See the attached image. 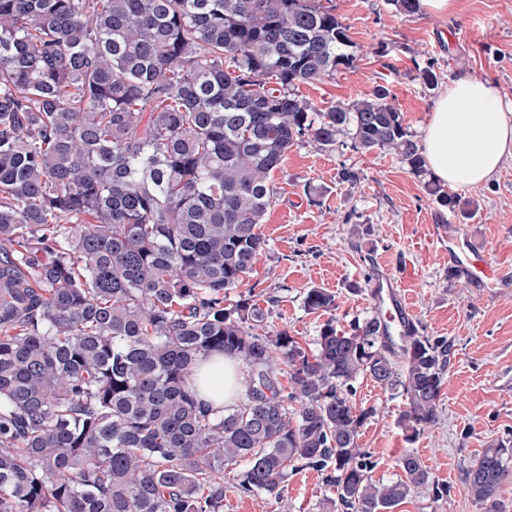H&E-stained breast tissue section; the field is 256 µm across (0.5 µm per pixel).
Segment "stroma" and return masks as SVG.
Listing matches in <instances>:
<instances>
[{
  "label": "stroma",
  "instance_id": "35a3bbf8",
  "mask_svg": "<svg viewBox=\"0 0 512 512\" xmlns=\"http://www.w3.org/2000/svg\"><path fill=\"white\" fill-rule=\"evenodd\" d=\"M332 3L350 28L357 60L331 79L301 86L315 105L350 102L387 84L418 140L441 87L453 79H491L512 103V0H455L447 17L423 11L405 17L387 0ZM425 68L436 74V86L424 85ZM345 166L358 171L357 184L339 182ZM274 179L277 199L261 226L266 253L252 278L273 300L270 324L312 343L325 317L304 310L307 289L338 295L335 316L346 326L373 312L367 291H354V284L368 274L401 278L416 324L450 344L439 421L407 440L398 423L403 398L364 379L355 401L374 414L359 441L373 455V480H392L397 459L410 452L447 486L452 512H479L463 474L483 448L512 429V392L498 384L512 370V290L480 286L466 273L449 279L448 242L488 250L494 262L512 266V160L484 184L456 187L466 204L461 214L439 206L426 177L387 152L323 149L305 141L289 150ZM307 185L316 188V198L305 195ZM333 495L324 473L303 470L289 476L278 499L225 487L224 512H326Z\"/></svg>",
  "mask_w": 512,
  "mask_h": 512
}]
</instances>
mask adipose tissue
Segmentation results:
<instances>
[{
    "mask_svg": "<svg viewBox=\"0 0 512 512\" xmlns=\"http://www.w3.org/2000/svg\"><path fill=\"white\" fill-rule=\"evenodd\" d=\"M423 153L434 180L450 185L487 182L512 157V114L499 89L483 78L452 81L435 99L424 129ZM241 364L216 354L200 362L197 393L219 408L233 403Z\"/></svg>",
    "mask_w": 512,
    "mask_h": 512,
    "instance_id": "1",
    "label": "adipose tissue"
}]
</instances>
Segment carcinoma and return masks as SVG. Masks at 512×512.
I'll use <instances>...</instances> for the list:
<instances>
[{"label":"carcinoma","instance_id":"1","mask_svg":"<svg viewBox=\"0 0 512 512\" xmlns=\"http://www.w3.org/2000/svg\"><path fill=\"white\" fill-rule=\"evenodd\" d=\"M355 48L322 0H0V512H223L226 470L277 497L291 473L329 469L343 512L448 497L413 453L372 479L374 409L353 401L365 377L402 396L418 438L439 420L447 340L415 325L397 340L377 314L341 328L337 295L311 288L304 310L330 318L310 348L238 291L294 145L425 174L387 86L325 108L299 94ZM214 353L247 371L231 406L195 393ZM511 479L512 430L463 481L480 512H504Z\"/></svg>","mask_w":512,"mask_h":512}]
</instances>
